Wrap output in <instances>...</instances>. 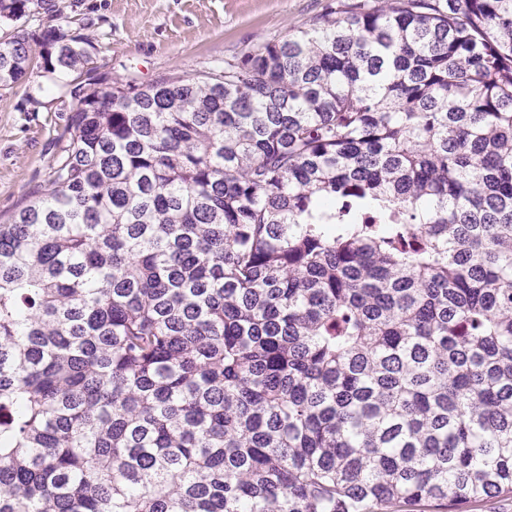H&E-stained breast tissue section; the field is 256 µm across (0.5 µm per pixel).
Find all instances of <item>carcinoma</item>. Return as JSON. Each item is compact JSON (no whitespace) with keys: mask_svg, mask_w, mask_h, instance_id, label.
<instances>
[{"mask_svg":"<svg viewBox=\"0 0 512 512\" xmlns=\"http://www.w3.org/2000/svg\"><path fill=\"white\" fill-rule=\"evenodd\" d=\"M34 45L47 73L92 47L1 39L0 87ZM73 94L0 224V512L512 493V0H332Z\"/></svg>","mask_w":512,"mask_h":512,"instance_id":"cac0c4a2","label":"carcinoma"}]
</instances>
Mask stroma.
I'll list each match as a JSON object with an SVG mask.
<instances>
[{"instance_id":"obj_1","label":"stroma","mask_w":512,"mask_h":512,"mask_svg":"<svg viewBox=\"0 0 512 512\" xmlns=\"http://www.w3.org/2000/svg\"><path fill=\"white\" fill-rule=\"evenodd\" d=\"M328 0H46L40 14L0 19V36L42 25L89 38L95 76L149 84L192 76L279 33L306 27ZM78 73H36L0 88V222L45 188L67 143Z\"/></svg>"}]
</instances>
